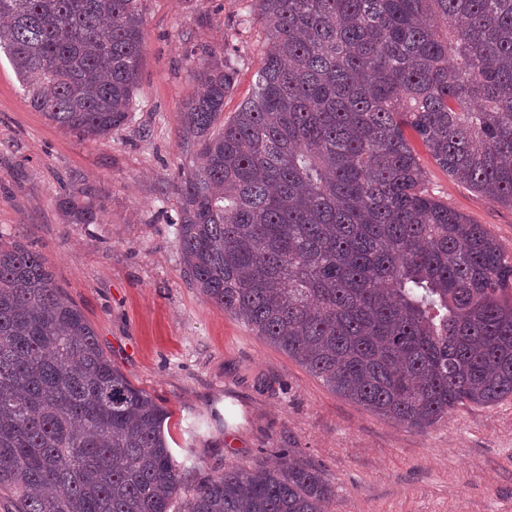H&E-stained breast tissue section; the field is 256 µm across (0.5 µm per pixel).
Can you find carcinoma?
<instances>
[{"instance_id":"1","label":"carcinoma","mask_w":512,"mask_h":512,"mask_svg":"<svg viewBox=\"0 0 512 512\" xmlns=\"http://www.w3.org/2000/svg\"><path fill=\"white\" fill-rule=\"evenodd\" d=\"M251 98L200 44L181 109L178 245L190 285L330 390L425 430L512 396V255L436 200L406 131L448 175L512 207V0H252ZM0 53L29 106L100 140L126 124L142 0H0ZM59 200L98 224L80 176ZM165 409L112 365L42 258L0 237V489L15 512H173ZM295 451L200 483L183 512H326Z\"/></svg>"}]
</instances>
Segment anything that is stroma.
<instances>
[{
    "label": "stroma",
    "mask_w": 512,
    "mask_h": 512,
    "mask_svg": "<svg viewBox=\"0 0 512 512\" xmlns=\"http://www.w3.org/2000/svg\"><path fill=\"white\" fill-rule=\"evenodd\" d=\"M250 0H144L146 50L126 125L89 141L34 111L0 58V236L38 252L126 379L169 414L176 459L196 467L181 498L227 467L272 462L291 448L336 488L328 512H512V397L465 404L427 431L340 397L265 343L186 278L174 181L192 160L177 131L200 82L190 45L231 53L233 116L251 97L266 31L239 19ZM430 193L512 252V207L448 176L416 145ZM102 188L99 224L66 223L67 176Z\"/></svg>",
    "instance_id": "obj_1"
}]
</instances>
